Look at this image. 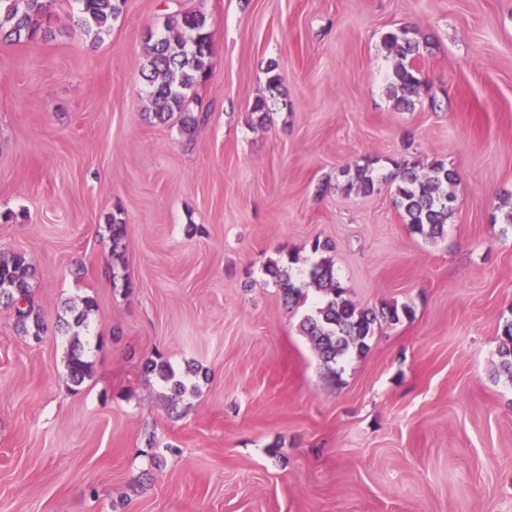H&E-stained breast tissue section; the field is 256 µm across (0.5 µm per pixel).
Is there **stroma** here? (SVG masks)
Returning a JSON list of instances; mask_svg holds the SVG:
<instances>
[{"mask_svg": "<svg viewBox=\"0 0 512 512\" xmlns=\"http://www.w3.org/2000/svg\"><path fill=\"white\" fill-rule=\"evenodd\" d=\"M72 8L55 0V40L0 42V258L33 265L44 323L34 340L0 304V512H512V0H127L96 45ZM178 9L213 32L190 137L141 77ZM400 26L428 46L409 109L381 48ZM368 160L378 192H347ZM437 160L457 201L431 242L389 177ZM317 239L356 304L412 310L333 374L300 331L315 290L289 306L263 273L293 254L303 279ZM156 357L196 394L171 404ZM499 372L512 382V321H506L501 329Z\"/></svg>", "mask_w": 512, "mask_h": 512, "instance_id": "obj_1", "label": "stroma"}]
</instances>
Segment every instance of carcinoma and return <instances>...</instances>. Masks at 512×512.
<instances>
[{
	"instance_id": "cac0c4a2",
	"label": "carcinoma",
	"mask_w": 512,
	"mask_h": 512,
	"mask_svg": "<svg viewBox=\"0 0 512 512\" xmlns=\"http://www.w3.org/2000/svg\"><path fill=\"white\" fill-rule=\"evenodd\" d=\"M78 24L95 45L112 28V22L123 12L126 0H74ZM53 0H0V39L12 42L47 41L54 36L50 26ZM164 34L148 37L144 46L142 77L149 86L148 96L153 117L160 123L180 114L183 135L192 136L206 114L187 110V102L197 94L211 75L213 38L205 13L200 10H179L166 17ZM386 55L393 60L387 84L389 97L395 105L410 108L424 93L422 70L417 65L420 45L412 31L398 28L386 32L381 39ZM396 207L401 211L411 232L435 241L447 233L448 220L454 214L457 175L442 160L434 161L421 171L414 164L398 165L393 175ZM379 180L372 163L356 165L348 174L346 190L356 194L374 193ZM112 254L119 256L126 248L125 225H108ZM288 263H270L265 274L271 278L286 303L297 304L304 297ZM35 270L20 253L0 260V303L15 310L17 328L38 341L44 331L40 314L29 300L30 280ZM307 285L320 294L319 305L302 321L300 328L308 338L323 364L331 374H337L334 365L346 355L359 356L369 350V340L381 323L396 324L411 316L405 305L384 303L379 308H364L355 304L347 289L336 278L331 260L322 257L312 263ZM68 369L73 383L79 385L88 372V364L76 348L68 357ZM499 372L512 382V321L501 329ZM145 370L158 374L171 384L172 403L194 390L189 373L178 374L166 362L149 360Z\"/></svg>"
}]
</instances>
